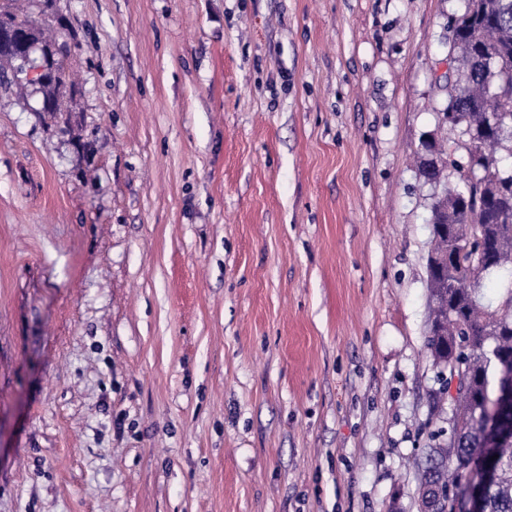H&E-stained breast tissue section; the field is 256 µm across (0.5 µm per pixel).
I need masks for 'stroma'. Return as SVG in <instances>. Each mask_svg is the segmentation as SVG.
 Wrapping results in <instances>:
<instances>
[{"label":"stroma","mask_w":512,"mask_h":512,"mask_svg":"<svg viewBox=\"0 0 512 512\" xmlns=\"http://www.w3.org/2000/svg\"><path fill=\"white\" fill-rule=\"evenodd\" d=\"M0 87V512H417L465 0H56ZM9 2L11 1H1L0 5L3 10L0 13L6 18L0 29L1 70L12 67L16 49L14 28L27 27L30 39L27 35H17V65L13 71L15 80L31 86H40L50 78L60 76L64 71L65 60L57 54L54 47H41V45L52 46L59 41L47 40L36 17L32 13L14 10ZM6 24L9 28H6ZM33 58H36V61Z\"/></svg>","instance_id":"stroma-1"}]
</instances>
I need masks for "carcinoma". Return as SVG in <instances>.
Returning a JSON list of instances; mask_svg holds the SVG:
<instances>
[{
  "label": "carcinoma",
  "mask_w": 512,
  "mask_h": 512,
  "mask_svg": "<svg viewBox=\"0 0 512 512\" xmlns=\"http://www.w3.org/2000/svg\"><path fill=\"white\" fill-rule=\"evenodd\" d=\"M0 15V67H12L16 27H26L30 40L54 45L44 37L35 16L17 11L3 0ZM452 75L445 89L444 111L457 113L458 137L448 142L443 166L464 172L478 160L473 177L448 188L435 211L431 253L448 256L437 272H428L431 320L427 345L443 372L439 397L453 408L448 441L438 443L417 465L418 512H453L448 490L466 492L470 473L487 453L494 478L483 492L482 512H512V434L492 449L484 447L485 422L496 416L512 426V408L500 401L503 363H512V287L504 300L482 301L484 280L495 272L512 281V170L501 168V152L512 157V0H466L464 14L453 26ZM63 83L50 82L39 93L52 99L50 112L65 111L59 94ZM500 109L494 129L486 124L489 106Z\"/></svg>",
  "instance_id": "1"
}]
</instances>
